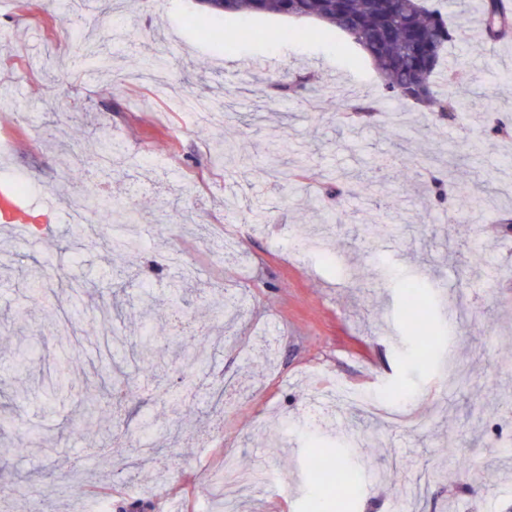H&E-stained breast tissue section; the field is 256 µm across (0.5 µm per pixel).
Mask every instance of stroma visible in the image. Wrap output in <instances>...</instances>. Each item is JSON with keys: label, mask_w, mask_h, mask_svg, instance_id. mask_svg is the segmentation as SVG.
<instances>
[{"label": "stroma", "mask_w": 512, "mask_h": 512, "mask_svg": "<svg viewBox=\"0 0 512 512\" xmlns=\"http://www.w3.org/2000/svg\"><path fill=\"white\" fill-rule=\"evenodd\" d=\"M61 0L0 6V170L31 184L24 201L44 223L55 202L56 228L36 246L18 245L0 223V512H71L89 485L112 490V512H210L222 505L214 470L222 456L240 472L271 471L269 486L226 485L237 512H337L330 487L302 473L311 450L348 440L365 464L388 479L364 488L356 512H505L512 505V236L486 225L512 219V137L495 134L512 115V34L492 41L478 15L450 12L464 26L450 54L465 52L457 76L473 90L464 123L433 126L426 108L389 99L367 55L335 28L273 13L204 16L196 0H77L85 25L60 12ZM204 19L197 29L196 19ZM112 57L100 74L69 55L82 33ZM317 71L319 104L270 102L253 92L269 71ZM366 99L377 113L337 121L328 103ZM245 138L249 159L224 168L222 140ZM119 144L112 177L99 171L100 145ZM458 165L456 183L486 198L480 212L456 211L453 197L430 192L413 164ZM385 157V169L373 161ZM354 177L341 196L322 193L325 174ZM111 197L144 218L140 245L124 255L101 243L71 246L67 203ZM166 213L161 230L147 222ZM321 228L334 260H289L293 229ZM482 244L480 278L468 248ZM43 262L42 297L30 271ZM360 267H382L366 280ZM427 284L443 317L439 355L411 366L401 315V283ZM157 319L147 321L141 290ZM241 297L239 311L216 307ZM198 328L206 372L233 383L221 401L201 388L187 396L190 369L171 306ZM153 323L160 374L139 352ZM30 347L23 371L15 349ZM74 388L50 389L61 366ZM117 379L112 405L86 422L79 400L101 374ZM381 396L409 382L405 419L337 399L336 380ZM162 454H139L144 422ZM281 447L269 454L270 432ZM455 442L468 469L448 459Z\"/></svg>", "instance_id": "obj_1"}]
</instances>
